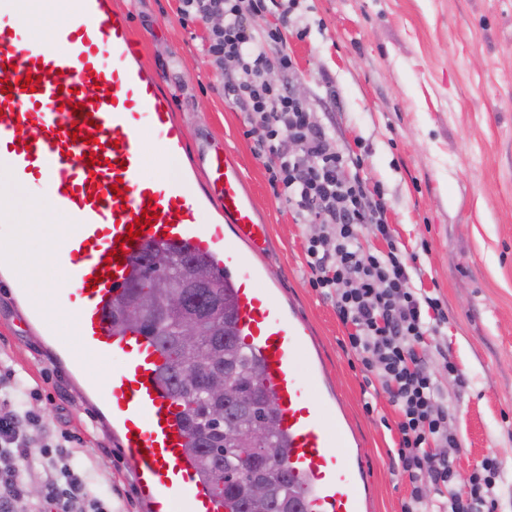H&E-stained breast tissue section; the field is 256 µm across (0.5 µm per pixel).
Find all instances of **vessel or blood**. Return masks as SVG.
Segmentation results:
<instances>
[{"instance_id": "obj_1", "label": "vessel or blood", "mask_w": 512, "mask_h": 512, "mask_svg": "<svg viewBox=\"0 0 512 512\" xmlns=\"http://www.w3.org/2000/svg\"><path fill=\"white\" fill-rule=\"evenodd\" d=\"M70 9L72 23L45 43L28 39L0 2V170L12 183L49 191L71 219L60 256L73 272L76 331L84 353L121 361L104 400L140 497L150 512H227L223 498L197 479L186 451L183 407L161 378L166 350L109 321L135 256L150 247L186 246L211 256L226 274L238 335L256 352L278 412L288 469L307 486L303 512H370L350 437L343 425H330L326 403L312 390L318 372L307 355L309 327L286 313L253 262L266 249L268 228L241 168L231 154L212 156L200 197L179 174L145 179L147 156L132 133L148 124L160 152L179 158L185 136L173 102L112 0H70ZM29 75L39 79L32 92L23 88ZM93 155L100 164L89 165ZM208 204L221 222L200 224ZM134 223L140 236L121 245Z\"/></svg>"}]
</instances>
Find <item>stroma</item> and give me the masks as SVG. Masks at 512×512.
Returning <instances> with one entry per match:
<instances>
[{
    "label": "stroma",
    "instance_id": "35a3bbf8",
    "mask_svg": "<svg viewBox=\"0 0 512 512\" xmlns=\"http://www.w3.org/2000/svg\"><path fill=\"white\" fill-rule=\"evenodd\" d=\"M114 2L174 97L194 188H205L215 152H233L269 226L263 262L277 297L309 326L323 372L318 394L340 402L357 435L371 512H400L411 486L391 460L397 414L386 395L367 393L345 346L348 327L308 283L304 246L316 227L297 223L276 198L245 114L225 101L222 74L204 51L210 25H183L179 0ZM295 14L299 27L285 30L283 46L294 70L275 81L318 112L344 154L363 158L360 175L382 195L396 242L418 253L424 288L444 300L447 329L420 352L432 368L448 358L461 372L442 378L464 445L456 468L465 476L497 456L505 484L496 512H512V0H300ZM17 219L29 235L0 238V251L53 250L48 215L22 206ZM30 289L0 269V367L41 393L27 404L39 418L27 508L45 504L39 490L51 463L41 447L66 429L78 437L69 450L93 495L120 512H150L101 395L87 388L91 378L108 386L114 363L88 356L75 367L63 348L74 334L72 306L49 296L43 312L32 313Z\"/></svg>",
    "mask_w": 512,
    "mask_h": 512
}]
</instances>
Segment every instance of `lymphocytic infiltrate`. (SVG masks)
I'll use <instances>...</instances> for the list:
<instances>
[{
	"label": "lymphocytic infiltrate",
	"instance_id": "obj_1",
	"mask_svg": "<svg viewBox=\"0 0 512 512\" xmlns=\"http://www.w3.org/2000/svg\"><path fill=\"white\" fill-rule=\"evenodd\" d=\"M267 9V0H181L179 12L185 23L221 18L206 53L224 76V98L245 113L257 151L270 157L277 197L300 223L319 227L305 247L309 284L350 326L349 349L398 412L397 465L412 484L400 512H495L494 489L503 480L497 457H485L464 479L455 467L462 445L448 424L441 375L458 368L447 360L441 371L430 370L417 354L418 346L442 335L444 302L423 288L420 267L407 262L394 240L383 199L350 173L353 160L337 149L330 128L301 98L266 80L269 70L292 67L288 54L273 52L284 40L280 29L256 35L248 27ZM286 139L292 151H282ZM365 231L386 240L387 250L364 248ZM25 397L11 374L0 376V455L13 461L0 473V512H16L25 497L29 433L39 423ZM59 438L58 459L45 478L48 504L55 512H108L63 450L73 435L64 430Z\"/></svg>",
	"mask_w": 512,
	"mask_h": 512
}]
</instances>
